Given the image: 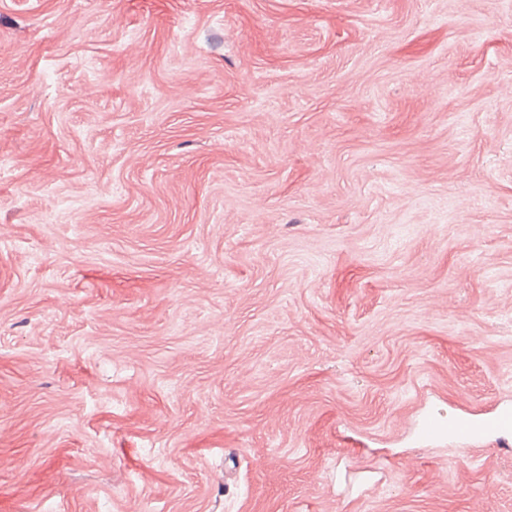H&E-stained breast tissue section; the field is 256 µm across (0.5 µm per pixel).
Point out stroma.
Here are the masks:
<instances>
[{"instance_id": "obj_1", "label": "stroma", "mask_w": 512, "mask_h": 512, "mask_svg": "<svg viewBox=\"0 0 512 512\" xmlns=\"http://www.w3.org/2000/svg\"><path fill=\"white\" fill-rule=\"evenodd\" d=\"M0 512H512V0H0ZM489 431L512 433V412L502 411L479 423H474L465 417L448 420V436H455L463 443H469L477 435Z\"/></svg>"}]
</instances>
